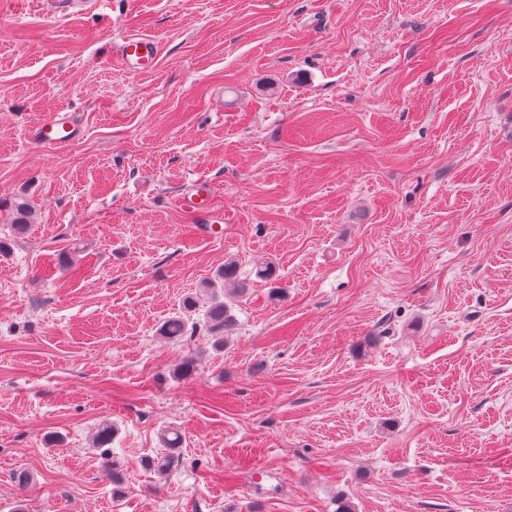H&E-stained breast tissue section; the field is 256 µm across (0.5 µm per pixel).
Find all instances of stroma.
I'll use <instances>...</instances> for the list:
<instances>
[{
	"mask_svg": "<svg viewBox=\"0 0 512 512\" xmlns=\"http://www.w3.org/2000/svg\"><path fill=\"white\" fill-rule=\"evenodd\" d=\"M68 2L0 0V512H512V0ZM158 53V42L152 36L136 31L125 34L118 46L121 65L129 71L151 66ZM75 131L74 122L67 113L56 112L36 123L30 138L36 145L51 147L68 142ZM14 226L13 230L16 235L24 234L28 224H32L33 205L25 196H20L13 201ZM217 280L209 283L203 294L199 296H188L184 299L183 309L180 315L172 316L167 319L160 328V334L171 342L181 341L184 337L194 336L195 326L189 327L190 314L196 309H204V324L208 336H224V331H228L234 323V317L231 308L222 301L214 292L215 284L233 286L240 293L244 292L246 283L240 278L239 269L235 262H227L224 269L216 274ZM237 287V288H236ZM186 312V313H185Z\"/></svg>",
	"mask_w": 512,
	"mask_h": 512,
	"instance_id": "obj_1",
	"label": "stroma"
}]
</instances>
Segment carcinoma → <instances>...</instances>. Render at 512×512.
Masks as SVG:
<instances>
[{
  "instance_id": "obj_1",
  "label": "carcinoma",
  "mask_w": 512,
  "mask_h": 512,
  "mask_svg": "<svg viewBox=\"0 0 512 512\" xmlns=\"http://www.w3.org/2000/svg\"><path fill=\"white\" fill-rule=\"evenodd\" d=\"M13 211L15 214L14 233L23 234L28 224L32 223L33 205L25 196H20L13 201ZM217 280L209 283L203 294L188 296L184 299V312L167 319L161 326L160 334L164 338L178 342L195 332V326L189 325V313L198 308L204 309V324L206 333L210 336H222L229 330L234 323V317L231 308L222 301L214 292L215 285H230L239 291H244L246 283L240 278L239 269L234 262L224 264V269L216 274Z\"/></svg>"
}]
</instances>
